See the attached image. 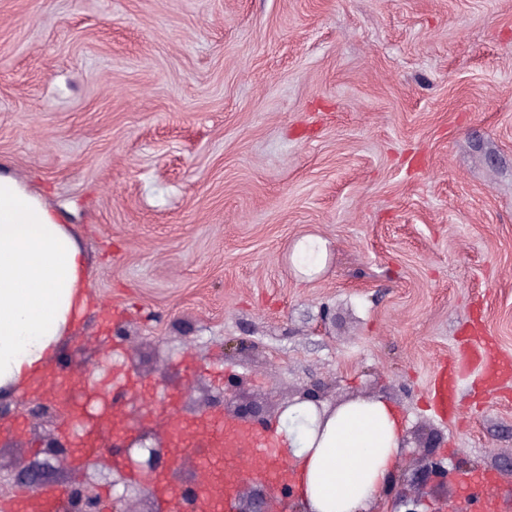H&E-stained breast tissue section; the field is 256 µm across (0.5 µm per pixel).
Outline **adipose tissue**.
Instances as JSON below:
<instances>
[{
  "mask_svg": "<svg viewBox=\"0 0 512 512\" xmlns=\"http://www.w3.org/2000/svg\"><path fill=\"white\" fill-rule=\"evenodd\" d=\"M97 299L77 233L30 185L0 171V390L42 380L75 318ZM293 482L304 512H371L403 444L395 407L377 398L332 410L290 406Z\"/></svg>",
  "mask_w": 512,
  "mask_h": 512,
  "instance_id": "ef3b65f1",
  "label": "adipose tissue"
}]
</instances>
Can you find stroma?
I'll list each match as a JSON object with an SVG mask.
<instances>
[{
  "mask_svg": "<svg viewBox=\"0 0 512 512\" xmlns=\"http://www.w3.org/2000/svg\"><path fill=\"white\" fill-rule=\"evenodd\" d=\"M0 167L73 226L99 295L54 370L100 393L134 372L147 428L239 374V404L389 400L403 469L434 434L461 474L512 461V381L482 399L464 362L472 321L512 355V0H0ZM457 362L446 420L428 391ZM55 432L12 427L0 478L156 512L111 460L58 466ZM310 255V260L302 261L301 257ZM324 255V247L318 240L304 239L294 249V260L303 275H311L319 270Z\"/></svg>",
  "mask_w": 512,
  "mask_h": 512,
  "instance_id": "stroma-1",
  "label": "stroma"
}]
</instances>
